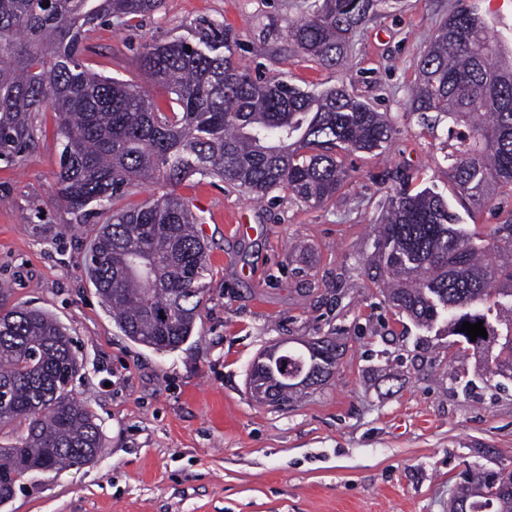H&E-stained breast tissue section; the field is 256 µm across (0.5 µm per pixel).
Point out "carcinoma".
<instances>
[{
    "label": "carcinoma",
    "instance_id": "1",
    "mask_svg": "<svg viewBox=\"0 0 512 512\" xmlns=\"http://www.w3.org/2000/svg\"><path fill=\"white\" fill-rule=\"evenodd\" d=\"M163 0H0V162L16 161L38 138L34 113L58 117L59 171L48 203H63L83 223L109 214L92 239L84 269L123 335L174 351L193 334L203 303L207 253L202 223L172 191L137 207L116 202L134 183L178 185L215 178L253 200L286 190L309 208L331 200L350 178L343 156L386 150L395 119L340 84L303 89L252 75L238 39L206 17L187 34L156 39L138 65L174 95L162 109L132 82L104 77L83 59L97 27L153 15ZM388 0H318L288 25V36L327 67L345 63L351 38ZM478 0L459 5L435 30L416 63L410 110L470 129L472 141L448 154L457 191L475 207L512 193V42ZM374 278L389 304L419 327L446 322L448 335L474 359L481 376L512 379V211L478 243L460 227L448 199L431 188L404 187L387 197L372 253ZM483 322L470 340L465 322ZM316 353L288 358V371L336 367L333 338ZM79 363L66 328L48 312L9 304L0 287V504L34 473L94 461L102 450L91 407L73 395ZM252 396L281 405L282 393L260 370ZM451 503L466 512H512V470L471 466L459 474Z\"/></svg>",
    "mask_w": 512,
    "mask_h": 512
}]
</instances>
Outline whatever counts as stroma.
<instances>
[{"label": "stroma", "mask_w": 512, "mask_h": 512, "mask_svg": "<svg viewBox=\"0 0 512 512\" xmlns=\"http://www.w3.org/2000/svg\"><path fill=\"white\" fill-rule=\"evenodd\" d=\"M313 3L164 0L136 26H99L88 43L86 64L165 108L169 93L137 56L206 16L237 34L252 74L306 89L339 83L397 119L390 149L347 155L348 183L317 209L285 190L259 204L209 178L177 186L203 219L208 263L200 317L177 350L124 336L88 281L83 256L103 217L79 224L61 204L41 218L31 211L55 187V113H36L38 144L0 163V282L12 303L68 327L81 365L73 390L96 414L104 446L92 463L27 477L0 512H448L466 467L512 465V380L455 382L448 336L391 308L367 265L372 226L395 188H436L479 239L512 210L505 194L467 218L471 204L446 158L467 128L444 118L429 129L409 109L416 62L458 0H392L356 31L338 69L287 35ZM324 337L341 351L329 380L281 408L251 397L261 351Z\"/></svg>", "instance_id": "obj_1"}]
</instances>
